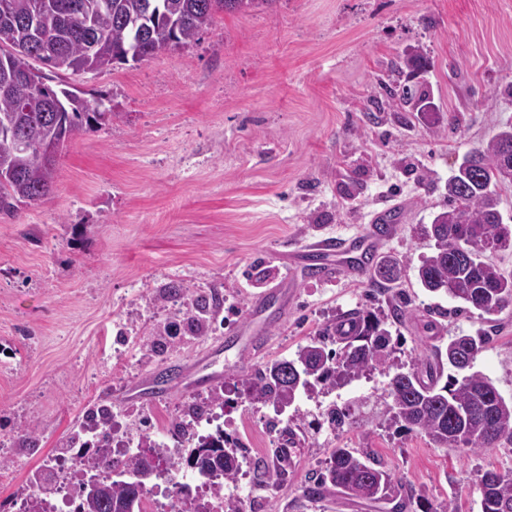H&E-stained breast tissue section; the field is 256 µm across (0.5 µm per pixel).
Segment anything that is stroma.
<instances>
[{
	"instance_id": "stroma-1",
	"label": "stroma",
	"mask_w": 512,
	"mask_h": 512,
	"mask_svg": "<svg viewBox=\"0 0 512 512\" xmlns=\"http://www.w3.org/2000/svg\"><path fill=\"white\" fill-rule=\"evenodd\" d=\"M420 49L416 83L433 99L417 115L390 107L403 54ZM109 101L114 118L75 133L52 195L0 218V512H21L30 486L57 475L89 416L108 408L112 437L160 439L193 405L218 396L224 430L242 445L249 484L225 486L245 512H394L305 490L334 449L352 448L420 492L411 512H480L478 476L512 473V444L438 448L391 426L389 377L376 369L301 396L280 412L253 403L243 382L294 357L325 324L360 307L405 321L392 358L415 357L485 323L425 291L424 226L448 203L465 153L512 125V0H274L218 13L185 46L136 66L71 78ZM400 221L379 247L404 270L379 293L368 273L313 274L310 246L359 240L376 213ZM289 274L287 302L264 314L266 348L235 340L256 299ZM173 285L178 296L162 297ZM216 295L210 328L188 325L197 296ZM474 362L512 399V306ZM220 382L173 387L148 404L152 377L190 365L216 340ZM349 409L343 425L331 409Z\"/></svg>"
}]
</instances>
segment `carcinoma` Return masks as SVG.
I'll return each mask as SVG.
<instances>
[{"label": "carcinoma", "instance_id": "cac0c4a2", "mask_svg": "<svg viewBox=\"0 0 512 512\" xmlns=\"http://www.w3.org/2000/svg\"><path fill=\"white\" fill-rule=\"evenodd\" d=\"M8 19H0V82L24 70L35 71L37 83L13 86L0 94V128L17 133L25 149L16 152L0 139V216H14L19 206L45 200L56 178L57 161L47 164L44 147L70 139L83 128L112 121L114 112H94L88 92L62 81L57 88L44 82L42 67L76 75L113 70L139 63L158 53L185 45L212 25L219 12H247L275 0H109L102 10L78 13L81 0H41L36 26L28 22L32 0H6ZM407 111L421 112L428 96L403 86L389 90ZM501 133L464 157L458 173L448 180V208L437 213L428 236L431 253L422 257L417 279L435 295L462 303L465 313L480 312L487 323L512 304V275L502 273L488 258L487 245L508 236L501 213V190L512 185L502 175ZM375 283L398 280L394 263L376 262L371 268ZM208 301L194 300L197 311L191 326L198 333L209 325ZM343 347L335 350L328 342ZM490 341L487 331L457 336L445 352L418 358L408 367L391 362L395 342L384 320L367 309H355L320 329L299 348L292 359L268 362L262 372L245 381L244 394L257 403H271L284 410L300 394L319 386L350 382L377 368L393 370L386 406L390 425L427 436L439 448L469 451L495 448L512 442V401H506L491 378L473 370L474 361ZM108 410L91 416L86 427L99 430L90 444L77 441L82 474L96 477L98 493L80 497L78 512H143L151 492L148 473L154 460L166 459L167 449L145 436L142 452L114 457L109 445ZM180 441L195 443L185 463L201 475L221 474L235 479L240 447L221 435L200 438L192 422L178 424ZM347 496L374 500L390 493L391 475L377 463L350 448H337L313 486L312 497H322L329 487ZM481 512H512V474L493 470L479 479Z\"/></svg>", "mask_w": 512, "mask_h": 512}]
</instances>
